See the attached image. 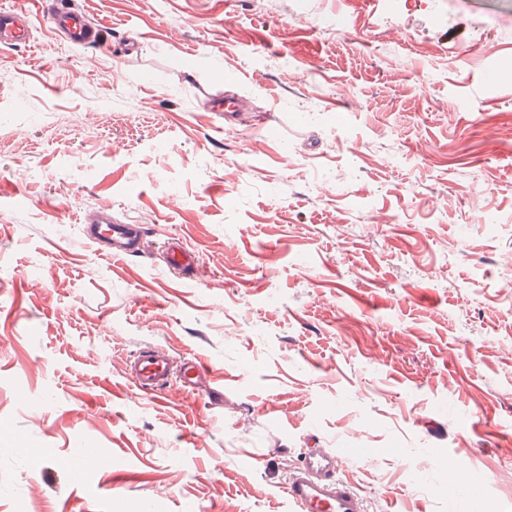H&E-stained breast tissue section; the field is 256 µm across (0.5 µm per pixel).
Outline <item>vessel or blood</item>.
I'll use <instances>...</instances> for the list:
<instances>
[{
  "mask_svg": "<svg viewBox=\"0 0 512 512\" xmlns=\"http://www.w3.org/2000/svg\"><path fill=\"white\" fill-rule=\"evenodd\" d=\"M42 18L52 28L61 31L75 44H99L108 39L107 32L90 25L76 14L66 0H46L40 13L28 11L0 12V42H26L35 18ZM89 234L94 243L105 244L112 256L133 253L136 231L129 224L113 223L110 215L96 211L85 215ZM205 371L196 359L175 360L164 349L151 346L136 352L129 364L128 375L135 386L144 392H160L172 381L192 386L194 379ZM352 448H308L302 453L298 466L286 482V493L297 512H363L361 499L344 481L339 472L353 461Z\"/></svg>",
  "mask_w": 512,
  "mask_h": 512,
  "instance_id": "b4317fda",
  "label": "vessel or blood"
}]
</instances>
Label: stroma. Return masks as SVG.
I'll use <instances>...</instances> for the list:
<instances>
[{"label": "stroma", "instance_id": "obj_1", "mask_svg": "<svg viewBox=\"0 0 512 512\" xmlns=\"http://www.w3.org/2000/svg\"><path fill=\"white\" fill-rule=\"evenodd\" d=\"M74 3L111 42L0 43V512H294L314 446L364 512H512V0ZM89 224L90 238L96 244L106 243V254L128 256L138 247H134L137 231L131 224H112V216L104 211L89 213L84 217ZM204 372V364L197 359L178 362L159 346H151L140 349L132 356L128 375L138 389L156 394L173 380L190 387L194 384L193 380Z\"/></svg>", "mask_w": 512, "mask_h": 512}]
</instances>
